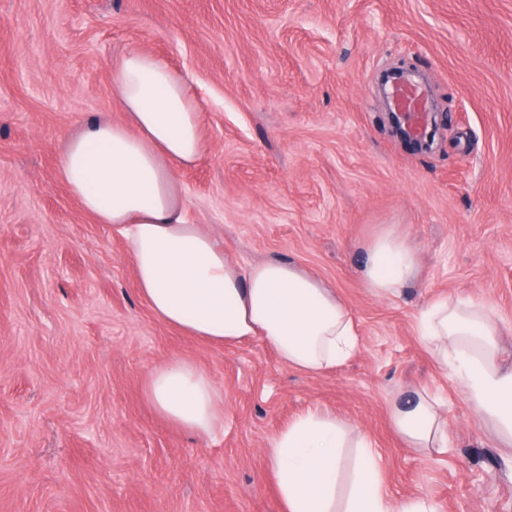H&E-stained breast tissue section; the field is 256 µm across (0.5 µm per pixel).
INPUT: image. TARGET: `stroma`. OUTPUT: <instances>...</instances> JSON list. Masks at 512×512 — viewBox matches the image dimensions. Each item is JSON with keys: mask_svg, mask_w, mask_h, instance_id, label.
Segmentation results:
<instances>
[{"mask_svg": "<svg viewBox=\"0 0 512 512\" xmlns=\"http://www.w3.org/2000/svg\"><path fill=\"white\" fill-rule=\"evenodd\" d=\"M131 44L200 104L205 152L179 174L192 221L241 265L334 288L359 332L349 360L299 373L260 339L217 348L164 324L124 237L58 180L67 134L120 119L111 65ZM393 69L419 77L432 148L392 127ZM392 224L420 268L379 298L363 245ZM442 297L484 304L512 348V0H0V512H280L268 444L310 409L373 442L391 501L512 512V449L417 332ZM175 358L224 393L207 439L144 396ZM420 389L443 397V452L391 425Z\"/></svg>", "mask_w": 512, "mask_h": 512, "instance_id": "obj_1", "label": "stroma"}]
</instances>
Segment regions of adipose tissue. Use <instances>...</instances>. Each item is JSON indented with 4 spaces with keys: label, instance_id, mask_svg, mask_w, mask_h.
Masks as SVG:
<instances>
[{
    "label": "adipose tissue",
    "instance_id": "adipose-tissue-1",
    "mask_svg": "<svg viewBox=\"0 0 512 512\" xmlns=\"http://www.w3.org/2000/svg\"><path fill=\"white\" fill-rule=\"evenodd\" d=\"M123 120L108 117L66 137L58 177L96 223L126 239L135 286L153 314L183 335L231 348L258 338L294 370L320 374L355 354L359 334L348 307L321 280L296 266L234 264L217 236L190 223L178 170L203 155L200 108L183 78L137 46L112 65ZM362 278L381 297L397 295L416 276L418 256L388 226L364 246ZM419 329L449 367L480 420L512 447V363L479 302L441 298L419 316ZM144 394L157 415L205 438L224 425V395L188 359L153 368ZM438 395L422 391L392 406L395 432L411 448H446ZM270 472L281 512H432L421 498L392 503L381 484L372 441L347 421L310 410L270 440ZM360 462L339 495L342 451Z\"/></svg>",
    "mask_w": 512,
    "mask_h": 512
}]
</instances>
